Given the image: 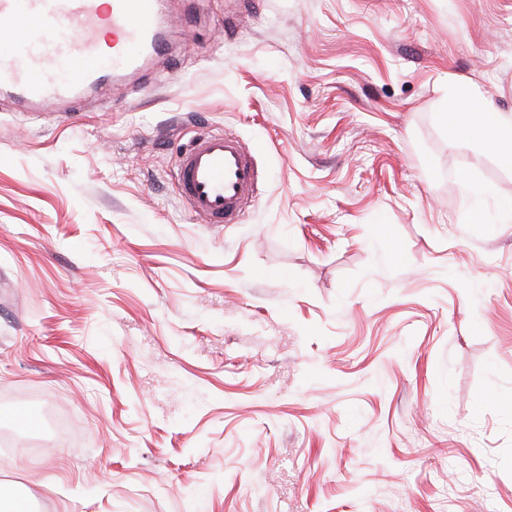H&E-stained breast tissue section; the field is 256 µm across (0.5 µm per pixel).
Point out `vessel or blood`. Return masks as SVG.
Segmentation results:
<instances>
[{
	"label": "vessel or blood",
	"instance_id": "b4317fda",
	"mask_svg": "<svg viewBox=\"0 0 512 512\" xmlns=\"http://www.w3.org/2000/svg\"><path fill=\"white\" fill-rule=\"evenodd\" d=\"M163 0H0V91L36 106L67 100L141 69L167 44ZM112 50H100L102 31ZM177 191L206 224L239 223L258 166L234 136L201 131L178 154Z\"/></svg>",
	"mask_w": 512,
	"mask_h": 512
}]
</instances>
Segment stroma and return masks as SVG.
Returning a JSON list of instances; mask_svg holds the SVG:
<instances>
[{"label": "stroma", "instance_id": "1", "mask_svg": "<svg viewBox=\"0 0 512 512\" xmlns=\"http://www.w3.org/2000/svg\"><path fill=\"white\" fill-rule=\"evenodd\" d=\"M166 55L0 94V452L31 512H512V0H165ZM497 112L494 129L449 112ZM254 155L238 224L174 181ZM174 181L195 218L238 224L257 196L259 170L237 137L201 131L177 155ZM42 415L45 420V426L34 437H25L23 440L15 439L14 447L7 448L17 450L18 453L37 452L35 449L44 447L48 438L55 432L65 428V421L60 418L54 410L48 405H42Z\"/></svg>", "mask_w": 512, "mask_h": 512}]
</instances>
